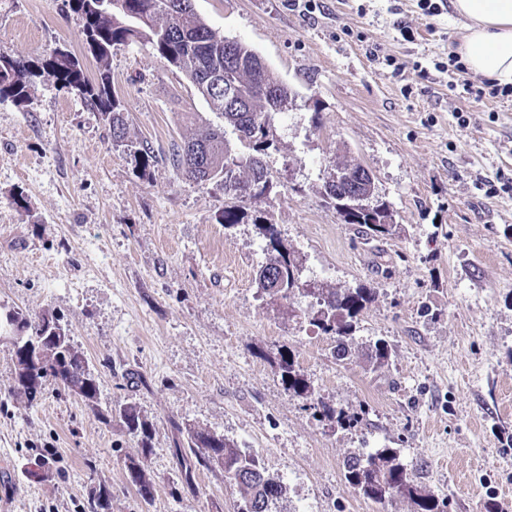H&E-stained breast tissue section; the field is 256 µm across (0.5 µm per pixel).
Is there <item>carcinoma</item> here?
I'll use <instances>...</instances> for the list:
<instances>
[{
    "mask_svg": "<svg viewBox=\"0 0 512 512\" xmlns=\"http://www.w3.org/2000/svg\"><path fill=\"white\" fill-rule=\"evenodd\" d=\"M63 4L83 20L82 33L87 49L100 65L99 79H85L79 59L66 49L54 50L43 65V71H32L26 62L0 53V99L20 101L26 96L30 79L47 74L100 112L112 133V141L124 142L128 128L120 99L112 92L108 60L112 48L146 38L157 55L183 73L196 86L213 111L224 119V125L210 127L197 138H188L168 155L169 165L179 174L196 182L224 185V196L231 204L224 206L225 226L232 227L247 217L245 202L262 200L270 185L264 162L272 145L275 116L288 108L291 92L262 58L249 46L217 34L197 13L193 0H63ZM211 76L229 78L235 98L212 90ZM248 152L232 153L227 131ZM130 155L143 170L155 158L147 142L131 144ZM372 190V207H352L351 198L363 190ZM326 202L346 224H357L367 239L375 240L395 232L393 211L389 203L375 191L372 173L362 164L346 161L336 164V172L324 184ZM254 223L268 240L265 262L260 269L273 270L292 284L287 293H273L262 282L257 287L270 299L287 300L302 285V262L281 241L273 224L261 216ZM305 295L316 299L317 309L298 311L290 308L288 317L305 320L333 338L332 354L339 361L350 359V340L356 330L357 317L369 304L375 289L366 286L337 290L321 285L304 289ZM53 312L30 318L17 313L22 341L49 335ZM372 368L387 361L388 346L378 339L369 345ZM13 371L9 386L16 400L31 405L49 385L75 394L98 419L106 424L118 420L126 432L140 438L143 450H149L151 431L140 408L128 402L113 411L99 403V383L86 387L95 377L89 360L73 339L59 349H48L42 364L28 363L12 348ZM281 378L293 396L306 402L314 415L329 422L343 423L347 416L324 403L307 376L291 358L281 356ZM187 445L194 456L193 465L205 469L220 468L224 481L238 488L239 512H252L249 506L262 503L258 512H269V505L283 493V483L266 470L260 456L230 442L223 435L202 428H186ZM130 482L145 501L151 499L152 480L141 463L131 459L127 464ZM344 480L359 495L378 503L407 499L415 512H445L446 503L433 492L415 483L413 476L398 461L397 452L384 448L374 453H357L344 463ZM87 512H112V493L104 485L93 488L88 496Z\"/></svg>",
    "mask_w": 512,
    "mask_h": 512,
    "instance_id": "1",
    "label": "carcinoma"
}]
</instances>
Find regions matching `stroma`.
<instances>
[{
	"instance_id": "stroma-1",
	"label": "stroma",
	"mask_w": 512,
	"mask_h": 512,
	"mask_svg": "<svg viewBox=\"0 0 512 512\" xmlns=\"http://www.w3.org/2000/svg\"><path fill=\"white\" fill-rule=\"evenodd\" d=\"M315 3L307 13L286 0H194L293 92L265 156L271 190L230 228L222 188L166 161L175 142L222 119L150 43L115 47L109 65L129 140L154 149L147 170L50 77L31 78L23 101H0V307L60 315L98 372L102 407L136 402L152 426L145 452L56 387L22 407L9 393L12 346L0 340V512H84L99 483L112 512H237L220 469L184 486L176 447L188 423L259 453L285 487L270 512H413L344 481L348 456L383 448L447 512H512V97L474 100L485 79L449 65L460 40L452 10ZM374 45L383 60L367 56ZM57 48L97 80L82 20L62 0H0V52L37 67ZM339 157L371 170L396 234L365 240L326 203ZM19 193L27 211L13 203ZM255 211L302 257L303 279L375 289L350 360L257 288L267 241ZM378 338L390 358L374 370L366 345ZM285 352L355 422L318 420L292 396ZM131 457L153 478L151 503L129 481Z\"/></svg>"
}]
</instances>
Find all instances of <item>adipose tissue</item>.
Wrapping results in <instances>:
<instances>
[{"label": "adipose tissue", "instance_id": "adipose-tissue-1", "mask_svg": "<svg viewBox=\"0 0 512 512\" xmlns=\"http://www.w3.org/2000/svg\"><path fill=\"white\" fill-rule=\"evenodd\" d=\"M451 6L461 21L458 52L466 68L512 84V0H451Z\"/></svg>", "mask_w": 512, "mask_h": 512}]
</instances>
